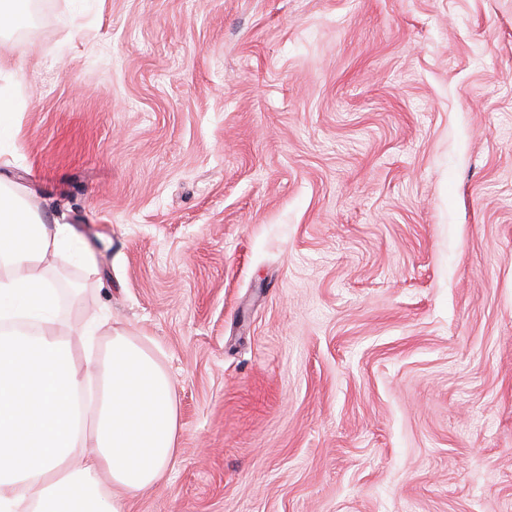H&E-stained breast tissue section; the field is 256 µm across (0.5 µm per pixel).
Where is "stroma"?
Here are the masks:
<instances>
[{"label":"stroma","mask_w":512,"mask_h":512,"mask_svg":"<svg viewBox=\"0 0 512 512\" xmlns=\"http://www.w3.org/2000/svg\"><path fill=\"white\" fill-rule=\"evenodd\" d=\"M44 2L9 177L175 391L128 512H512V0Z\"/></svg>","instance_id":"stroma-1"}]
</instances>
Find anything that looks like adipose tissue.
I'll return each mask as SVG.
<instances>
[{
    "mask_svg": "<svg viewBox=\"0 0 512 512\" xmlns=\"http://www.w3.org/2000/svg\"><path fill=\"white\" fill-rule=\"evenodd\" d=\"M96 261L69 225L0 181V512H56L79 491L83 512H126L160 483L177 448L171 380L111 317L70 327L50 273ZM76 330L85 369L65 335ZM110 345L94 354L98 336Z\"/></svg>",
    "mask_w": 512,
    "mask_h": 512,
    "instance_id": "adipose-tissue-1",
    "label": "adipose tissue"
}]
</instances>
